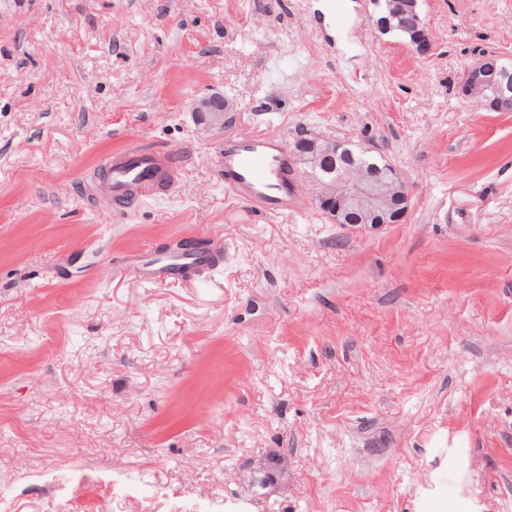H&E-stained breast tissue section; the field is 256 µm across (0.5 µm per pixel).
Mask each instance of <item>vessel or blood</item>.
<instances>
[{"label": "vessel or blood", "instance_id": "1", "mask_svg": "<svg viewBox=\"0 0 512 512\" xmlns=\"http://www.w3.org/2000/svg\"><path fill=\"white\" fill-rule=\"evenodd\" d=\"M218 152L225 191L258 215L271 218L305 210L294 155L284 136L236 134L225 137ZM105 172V180L93 184L90 193L117 202L152 197L157 190L172 187L177 178L173 153L149 143L114 153ZM223 255L220 245L205 254L160 255L143 249L129 264L144 281L156 284L199 275L217 265Z\"/></svg>", "mask_w": 512, "mask_h": 512}]
</instances>
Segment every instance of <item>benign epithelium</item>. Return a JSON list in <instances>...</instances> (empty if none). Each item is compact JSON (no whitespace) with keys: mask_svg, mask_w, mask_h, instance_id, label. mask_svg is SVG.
<instances>
[{"mask_svg":"<svg viewBox=\"0 0 512 512\" xmlns=\"http://www.w3.org/2000/svg\"><path fill=\"white\" fill-rule=\"evenodd\" d=\"M385 14L376 19L380 32L400 31L419 55L431 49L428 23L418 8V0H386ZM494 89L493 95L486 94ZM463 98L476 101L488 112L512 110V70L495 55H485L469 66L459 86ZM229 104L221 93L210 94L197 103L195 111L208 123L224 121ZM344 143L307 136L292 144L296 174L312 191L316 207L334 224L364 226L399 224L407 215L411 196L403 173L388 165L386 174H372L352 164L325 171L320 156L339 154Z\"/></svg>","mask_w":512,"mask_h":512,"instance_id":"7a95c632","label":"benign epithelium"}]
</instances>
